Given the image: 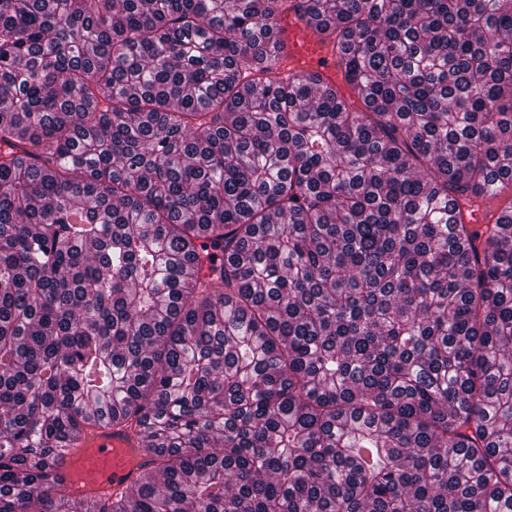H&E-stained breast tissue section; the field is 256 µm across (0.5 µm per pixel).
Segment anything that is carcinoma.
I'll list each match as a JSON object with an SVG mask.
<instances>
[{
    "mask_svg": "<svg viewBox=\"0 0 512 512\" xmlns=\"http://www.w3.org/2000/svg\"><path fill=\"white\" fill-rule=\"evenodd\" d=\"M289 3L0 0V512H512V0ZM275 40L281 59L280 74H315L321 84L347 93L344 68L330 47L316 36L312 23L303 12L288 9L277 22ZM147 461L134 430L95 425L86 429L76 447L62 454L56 474L63 476L70 499L97 502L132 484Z\"/></svg>",
    "mask_w": 512,
    "mask_h": 512,
    "instance_id": "cac0c4a2",
    "label": "carcinoma"
}]
</instances>
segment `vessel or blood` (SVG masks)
Here are the masks:
<instances>
[{"label":"vessel or blood","instance_id":"1","mask_svg":"<svg viewBox=\"0 0 512 512\" xmlns=\"http://www.w3.org/2000/svg\"><path fill=\"white\" fill-rule=\"evenodd\" d=\"M281 75H316L322 85L346 91L344 68L337 54L316 36L303 12L288 10L277 22ZM140 437L131 429L109 424L88 427L76 447L66 449L56 472L63 476L70 499L78 503L112 497L132 484L144 469Z\"/></svg>","mask_w":512,"mask_h":512}]
</instances>
